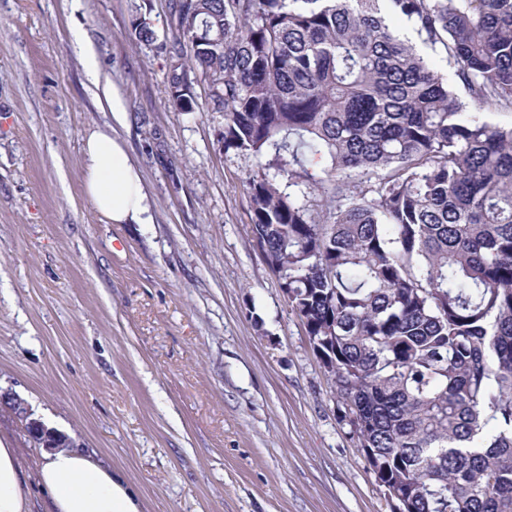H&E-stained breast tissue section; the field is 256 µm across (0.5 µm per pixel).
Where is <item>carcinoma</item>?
I'll return each instance as SVG.
<instances>
[{
	"label": "carcinoma",
	"mask_w": 512,
	"mask_h": 512,
	"mask_svg": "<svg viewBox=\"0 0 512 512\" xmlns=\"http://www.w3.org/2000/svg\"><path fill=\"white\" fill-rule=\"evenodd\" d=\"M171 17L173 103L194 111L203 78L224 148L272 154L246 179L251 232L336 363L376 480L406 512H512V124L487 116L512 112V0H172Z\"/></svg>",
	"instance_id": "1"
}]
</instances>
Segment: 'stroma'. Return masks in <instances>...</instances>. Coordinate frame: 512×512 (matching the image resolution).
Here are the masks:
<instances>
[{
	"label": "stroma",
	"instance_id": "obj_1",
	"mask_svg": "<svg viewBox=\"0 0 512 512\" xmlns=\"http://www.w3.org/2000/svg\"><path fill=\"white\" fill-rule=\"evenodd\" d=\"M169 0H0V392L124 473L144 512H391L250 231L254 157L176 110ZM146 15L155 33L139 41ZM129 113L150 224L84 193L81 141Z\"/></svg>",
	"mask_w": 512,
	"mask_h": 512
}]
</instances>
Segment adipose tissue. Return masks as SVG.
I'll use <instances>...</instances> for the list:
<instances>
[{
    "label": "adipose tissue",
    "instance_id": "obj_1",
    "mask_svg": "<svg viewBox=\"0 0 512 512\" xmlns=\"http://www.w3.org/2000/svg\"><path fill=\"white\" fill-rule=\"evenodd\" d=\"M112 123L89 128L82 141L84 191L95 210L112 224H150L152 204L142 175L115 126L128 112L119 95H109ZM48 500L47 512H143L138 492L125 476L79 448L44 451L27 466L17 449L0 442V512H31L28 476Z\"/></svg>",
    "mask_w": 512,
    "mask_h": 512
}]
</instances>
